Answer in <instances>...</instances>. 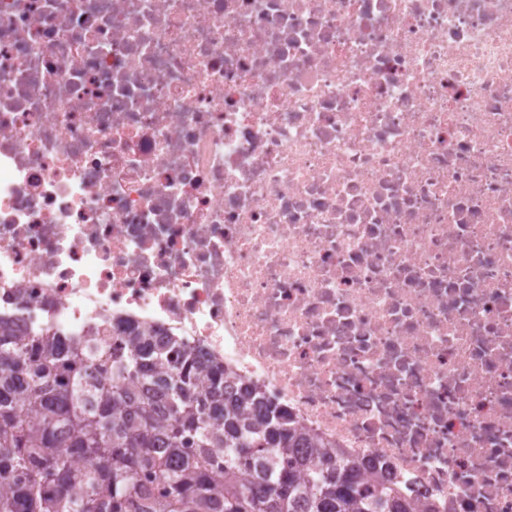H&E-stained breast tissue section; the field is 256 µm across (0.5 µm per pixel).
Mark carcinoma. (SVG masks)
<instances>
[{
    "label": "carcinoma",
    "mask_w": 512,
    "mask_h": 512,
    "mask_svg": "<svg viewBox=\"0 0 512 512\" xmlns=\"http://www.w3.org/2000/svg\"><path fill=\"white\" fill-rule=\"evenodd\" d=\"M0 512H417L369 467L166 336L0 326Z\"/></svg>",
    "instance_id": "cac0c4a2"
}]
</instances>
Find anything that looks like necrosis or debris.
<instances>
[{"instance_id":"1","label":"necrosis or debris","mask_w":512,"mask_h":512,"mask_svg":"<svg viewBox=\"0 0 512 512\" xmlns=\"http://www.w3.org/2000/svg\"><path fill=\"white\" fill-rule=\"evenodd\" d=\"M0 318L512 512V0H0Z\"/></svg>"}]
</instances>
